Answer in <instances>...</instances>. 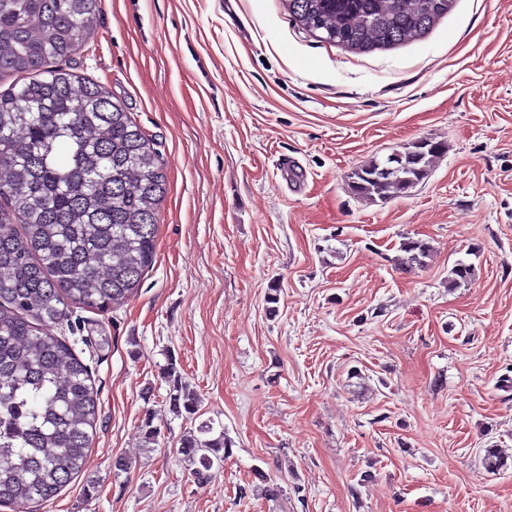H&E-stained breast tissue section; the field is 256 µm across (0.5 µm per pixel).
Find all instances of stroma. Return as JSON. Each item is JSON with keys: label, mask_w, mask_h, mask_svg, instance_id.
<instances>
[{"label": "stroma", "mask_w": 512, "mask_h": 512, "mask_svg": "<svg viewBox=\"0 0 512 512\" xmlns=\"http://www.w3.org/2000/svg\"><path fill=\"white\" fill-rule=\"evenodd\" d=\"M94 28L66 67L125 105L168 189L137 293L52 328L101 415L33 512H512V0L365 54L285 0H102ZM425 139L448 149L409 195H353L354 167ZM408 239L424 266L399 265ZM205 424L233 447L201 478L179 448ZM173 391H176L175 394L170 395V403L175 410L176 413H181L182 409L186 414L193 415L196 413V409L198 406V400L196 396L191 393L187 387H183V385L177 383L173 386Z\"/></svg>", "instance_id": "35a3bbf8"}]
</instances>
